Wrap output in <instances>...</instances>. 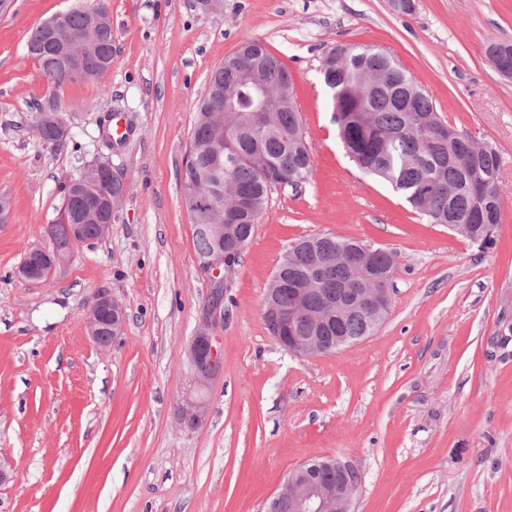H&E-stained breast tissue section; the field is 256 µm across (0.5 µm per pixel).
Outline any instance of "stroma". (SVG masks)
<instances>
[{
	"instance_id": "1",
	"label": "stroma",
	"mask_w": 512,
	"mask_h": 512,
	"mask_svg": "<svg viewBox=\"0 0 512 512\" xmlns=\"http://www.w3.org/2000/svg\"><path fill=\"white\" fill-rule=\"evenodd\" d=\"M81 0H14L0 15V512H263L289 471L338 458L362 473L354 512H512V78L486 55L512 42V0H108L112 67L52 88L26 53L40 22ZM258 39L288 67L315 178L281 188L245 249L216 334L224 364L194 427L189 344L211 288L180 173L210 73ZM363 44L395 57L442 119L502 157L501 222L480 249L429 223L345 155L323 56ZM57 95L65 147L40 139ZM130 127L108 149L99 122ZM109 154L126 186L106 236L43 283L16 271L58 217L61 184ZM333 233L391 251V303L339 352L292 355L263 299L289 245ZM108 292L127 313L107 350L85 318Z\"/></svg>"
}]
</instances>
